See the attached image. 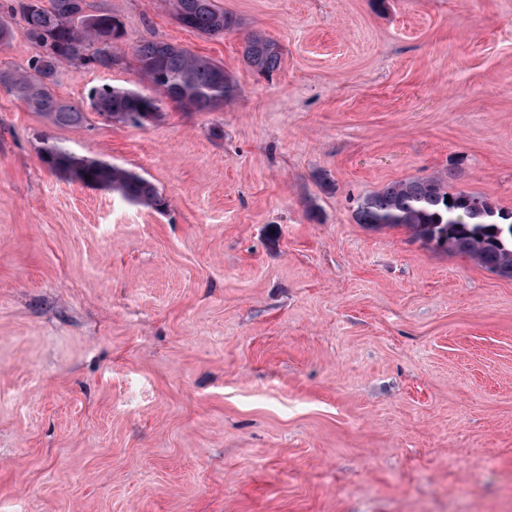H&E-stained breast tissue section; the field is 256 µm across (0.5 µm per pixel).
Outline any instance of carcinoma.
I'll list each match as a JSON object with an SVG mask.
<instances>
[{
  "label": "carcinoma",
  "instance_id": "cac0c4a2",
  "mask_svg": "<svg viewBox=\"0 0 512 512\" xmlns=\"http://www.w3.org/2000/svg\"><path fill=\"white\" fill-rule=\"evenodd\" d=\"M170 2L176 22L201 35L222 36L240 26L217 0ZM16 15L25 23L27 41L42 53L32 57L24 70L1 69L0 86L56 126L84 124L85 111L57 98L50 86L66 66L112 70L125 64L114 50V43L124 36L123 22L89 0H0V43L9 40L10 20ZM133 56L156 95L102 87L90 96L97 114L131 123L145 107L159 111L164 100L186 111L213 112L234 93L223 66L178 45L144 40L133 49ZM281 56L279 44L258 33L244 39V62L260 74L277 71ZM42 160L53 171L87 176L92 185L110 189L132 204L158 210L166 206L156 187L133 171L77 159L54 142L44 144ZM353 217L373 229L406 227L436 249L465 255L488 272L512 279V210L464 190L452 191L441 177L396 182L361 196L354 201Z\"/></svg>",
  "mask_w": 512,
  "mask_h": 512
}]
</instances>
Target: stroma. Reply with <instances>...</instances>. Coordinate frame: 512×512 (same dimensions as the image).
<instances>
[{
  "label": "stroma",
  "instance_id": "obj_1",
  "mask_svg": "<svg viewBox=\"0 0 512 512\" xmlns=\"http://www.w3.org/2000/svg\"><path fill=\"white\" fill-rule=\"evenodd\" d=\"M98 2L118 53L164 40L235 93L75 127L0 88V512H499L512 279L352 201L439 176L512 210V0H218L220 37ZM102 85L153 92L131 64L52 92ZM47 140L166 208L50 170ZM242 55L247 66L263 75L277 71L282 59L279 44L258 33L245 37Z\"/></svg>",
  "mask_w": 512,
  "mask_h": 512
}]
</instances>
